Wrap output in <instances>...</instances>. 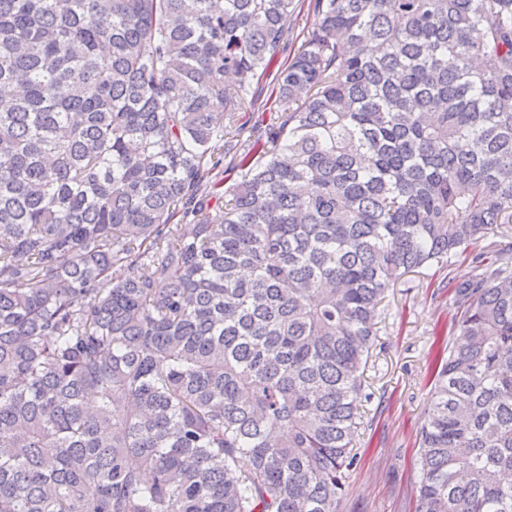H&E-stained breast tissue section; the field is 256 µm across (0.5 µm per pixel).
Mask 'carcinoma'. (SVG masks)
<instances>
[{"mask_svg":"<svg viewBox=\"0 0 512 512\" xmlns=\"http://www.w3.org/2000/svg\"><path fill=\"white\" fill-rule=\"evenodd\" d=\"M296 8L0 0V512H336L385 292L512 223V0H309L290 54ZM262 79L307 97L237 146ZM471 263L418 512H512Z\"/></svg>","mask_w":512,"mask_h":512,"instance_id":"obj_1","label":"carcinoma"}]
</instances>
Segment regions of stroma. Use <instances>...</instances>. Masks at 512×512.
Returning <instances> with one entry per match:
<instances>
[{
  "instance_id": "stroma-1",
  "label": "stroma",
  "mask_w": 512,
  "mask_h": 512,
  "mask_svg": "<svg viewBox=\"0 0 512 512\" xmlns=\"http://www.w3.org/2000/svg\"><path fill=\"white\" fill-rule=\"evenodd\" d=\"M471 273L469 259L459 256L426 273L405 274L387 292L365 372L360 459L337 512H415L418 432L431 399L428 368L437 340L452 333L449 286Z\"/></svg>"
}]
</instances>
